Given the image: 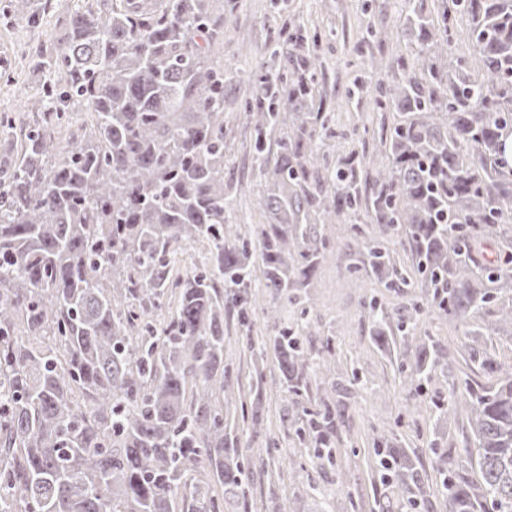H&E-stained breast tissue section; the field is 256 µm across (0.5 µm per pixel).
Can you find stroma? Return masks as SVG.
Wrapping results in <instances>:
<instances>
[{
    "mask_svg": "<svg viewBox=\"0 0 512 512\" xmlns=\"http://www.w3.org/2000/svg\"><path fill=\"white\" fill-rule=\"evenodd\" d=\"M8 5L9 0H0V113L17 117L26 95L43 81L29 72L27 62L53 33L54 18L46 16L33 30L14 19ZM291 18L305 34L318 36V76L334 102L335 135L324 149L325 164L336 166L362 145L371 151L379 148L382 123H393L396 115L378 112L372 94L356 96L355 81L364 76L369 54H407L399 0H390L384 8L376 0H236L234 16L224 27L225 64L256 70L268 49L275 47L281 69H291L288 43L281 32ZM243 45L250 48L249 57L239 56ZM244 97L241 90L230 93L224 114V181L230 186L225 218L232 224H259L267 220L259 195L277 160V136L267 135V164L259 166ZM373 299L395 315L408 295L402 288H385L375 277L357 278L348 255L336 251L315 274L308 316H301L297 305L280 308V326L292 328L300 319L308 320L304 344L313 352L322 351L326 341L334 343L328 378L339 385L335 395L339 442L330 464L315 458L294 433L293 419L301 407H314V400L300 405L288 397L274 357L256 359L244 340V328L233 314H225L229 380L243 392L257 388L262 395L263 425L256 431L240 428L239 442L252 458L249 494L256 505L283 512H448L447 496L431 463V447L439 445L448 454L450 469H467L463 446L471 429L462 414L439 420L436 405L451 387L467 382L489 385L495 378L481 369L464 326L431 314L421 320L420 333L446 351L450 375H434L422 390H414L404 382L399 359L374 342L368 320V303ZM391 433L401 446L416 453L417 490L405 491L384 477L374 444Z\"/></svg>",
    "mask_w": 512,
    "mask_h": 512,
    "instance_id": "obj_1",
    "label": "stroma"
}]
</instances>
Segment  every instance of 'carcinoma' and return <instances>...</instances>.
Listing matches in <instances>:
<instances>
[{"label":"carcinoma","instance_id":"1","mask_svg":"<svg viewBox=\"0 0 512 512\" xmlns=\"http://www.w3.org/2000/svg\"><path fill=\"white\" fill-rule=\"evenodd\" d=\"M59 14L60 35L28 61L48 76L24 101L32 114L5 147L0 180V512H224L210 485L183 484L205 464L242 512L250 461L224 425V407L259 426L258 398L224 382V311L250 326V249L259 246L262 287L308 312L313 275L332 249H349L357 272L412 303L397 325L370 306L374 339L399 332L414 356L410 383L448 369L429 337L425 308L469 336L512 335V0H403L416 63L369 54L358 88L399 119L381 137L384 162L371 178L366 142L330 170L319 165L334 136L332 103L311 56L317 37L288 35L291 73L242 79L224 68V21L235 6L211 0H80ZM32 28L33 0H11ZM470 52L453 55L457 15ZM246 87L256 133L287 127L260 206L267 224L224 217V104ZM86 112L88 128L61 145L58 128ZM378 236L355 250L358 224ZM405 236L418 275L398 269L386 237ZM204 242L208 264L171 279L179 250ZM494 246L482 259L480 246ZM178 290L172 305L166 289ZM327 355L288 328L263 338L285 392L301 397L330 370ZM491 386L465 384L437 405L466 413L463 451L478 479H443L448 512H512V359L485 353ZM302 410L295 433L318 459L336 448L332 391ZM394 477H414L407 450L380 441Z\"/></svg>","mask_w":512,"mask_h":512}]
</instances>
